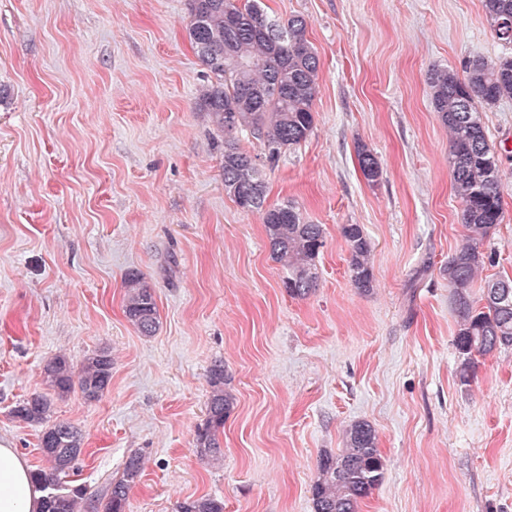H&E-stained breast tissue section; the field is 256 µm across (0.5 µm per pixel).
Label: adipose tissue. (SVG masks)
<instances>
[{"mask_svg":"<svg viewBox=\"0 0 512 512\" xmlns=\"http://www.w3.org/2000/svg\"><path fill=\"white\" fill-rule=\"evenodd\" d=\"M41 498L26 461L0 440V512H39Z\"/></svg>","mask_w":512,"mask_h":512,"instance_id":"ef3b65f1","label":"adipose tissue"}]
</instances>
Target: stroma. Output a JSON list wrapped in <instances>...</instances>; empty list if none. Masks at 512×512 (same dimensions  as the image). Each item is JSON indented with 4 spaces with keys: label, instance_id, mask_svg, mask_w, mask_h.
Here are the masks:
<instances>
[{
    "label": "stroma",
    "instance_id": "35a3bbf8",
    "mask_svg": "<svg viewBox=\"0 0 512 512\" xmlns=\"http://www.w3.org/2000/svg\"><path fill=\"white\" fill-rule=\"evenodd\" d=\"M307 19L319 58L315 124L275 165L268 204L322 225L315 292L287 295L259 213L224 192V134L196 109L208 77L185 33L187 0H0V438L31 469L41 430L15 419L42 369L107 350L97 401L54 398L79 427L64 477L82 512L140 453L126 512L213 496L224 512H314L321 454L358 420L385 460L360 512H512V348L458 377L457 317L441 269L464 227L432 67L512 55L481 0H262ZM502 160L504 219L483 280L512 277V100L481 109ZM376 156L367 182L358 145ZM371 241L373 287L348 268L340 225ZM140 271L160 314L141 335L122 282ZM234 398L223 459L195 448L207 371Z\"/></svg>",
    "mask_w": 512,
    "mask_h": 512
}]
</instances>
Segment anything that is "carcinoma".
Here are the masks:
<instances>
[{
    "mask_svg": "<svg viewBox=\"0 0 512 512\" xmlns=\"http://www.w3.org/2000/svg\"><path fill=\"white\" fill-rule=\"evenodd\" d=\"M484 11L496 37L512 43V0H483ZM307 21L294 16L285 22L267 15L261 0H188L186 36L210 83L203 88L196 110L206 112L224 131V193L246 211H257L270 246V258L287 272L282 280L288 296L308 298L317 286L315 259L324 245L322 225L305 222L290 203L265 205L266 185L257 167L258 156L240 148L234 134L248 132L267 162H276L287 149L305 141L312 132L313 104L318 90L319 59L307 36ZM464 76L448 68L428 71L431 105L448 128L452 189L461 206L466 235L448 258L443 276L448 279L458 313L454 339L462 357L460 379L467 383L478 356L512 347V278L484 283L481 301L472 296L487 255L481 247L503 221L501 169L497 151L489 144L479 106L512 99V56L464 61ZM364 178L375 182L381 168L373 154L357 149ZM340 234L349 248V268L355 287L372 286L371 243L359 224H343ZM124 313L143 336L159 327L153 288L138 271L124 278ZM112 379V357L101 350L87 356L79 370L68 358L56 355L43 367V382L63 396L78 388L87 401L99 400ZM208 418L196 435L198 454L218 461L219 435L233 406L225 389L224 362L216 361L207 374ZM52 401L34 394L13 410L19 420L45 424ZM84 435L70 423L42 429L45 466L32 473L41 491L59 483L80 456ZM143 459L129 456L122 476L110 482L105 512H125ZM318 478L311 492L314 512H360L364 499L381 483L384 462L374 427L356 421L345 430L344 448L322 454ZM85 489L74 487L54 497H42L40 512H79ZM176 512H224V501L201 496L179 502Z\"/></svg>",
    "mask_w": 512,
    "mask_h": 512,
    "instance_id": "carcinoma-1",
    "label": "carcinoma"
}]
</instances>
